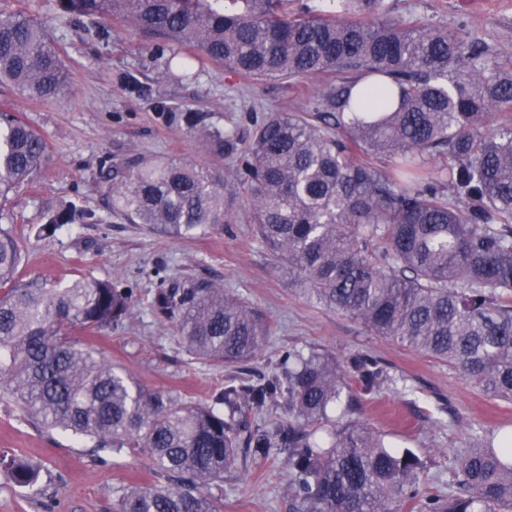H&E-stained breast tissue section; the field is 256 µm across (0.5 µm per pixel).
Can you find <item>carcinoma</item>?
Returning <instances> with one entry per match:
<instances>
[{
	"label": "carcinoma",
	"instance_id": "obj_1",
	"mask_svg": "<svg viewBox=\"0 0 512 512\" xmlns=\"http://www.w3.org/2000/svg\"><path fill=\"white\" fill-rule=\"evenodd\" d=\"M72 17H117L159 40L153 53L178 80L220 65L240 77L319 78L302 112L272 111L247 140L188 118L209 150L236 162L223 182L191 164L137 160L102 181L131 224L182 237L214 230L242 197L257 235L317 303L456 369L480 392L512 402V67L466 26L393 17L382 0H327L288 14V0H58ZM70 83L48 31L22 11L0 14V86L39 100ZM28 123L0 112V219L46 162ZM393 163L382 166L376 155ZM87 214L69 203L38 231ZM13 227L0 225V388L44 426L115 453H145L155 483L129 486L117 512H218L208 492L247 461L284 455L292 512H512V438L472 428L453 448L448 497L426 495L421 461L373 429L321 425L345 395L372 393L380 372L360 359L292 350L256 383L227 382L214 402L187 405L136 388L73 343L129 314L109 280L63 288L24 282ZM151 309L176 322L200 360L256 358L269 334L255 313L209 281L156 292ZM284 402L288 420L252 416ZM0 475L38 484L41 467L0 454Z\"/></svg>",
	"mask_w": 512,
	"mask_h": 512
}]
</instances>
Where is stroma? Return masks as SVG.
Instances as JSON below:
<instances>
[{
	"mask_svg": "<svg viewBox=\"0 0 512 512\" xmlns=\"http://www.w3.org/2000/svg\"><path fill=\"white\" fill-rule=\"evenodd\" d=\"M0 8L37 18L71 69L68 88L55 100L0 87V110L25 119L49 145L34 186L19 188L10 203L26 253L23 277L49 288L103 279L133 291L129 317L99 333L75 332L79 347L105 357L137 385L192 404L209 402L225 382L258 381L291 349L367 359L381 373L380 388L354 400L345 418L381 432L392 448L416 453L425 464L421 483L433 494H447L451 451L468 445L472 427L512 430V404L486 398L447 364L370 335L296 290L287 267L257 237L241 199L229 201L232 218L223 229L183 238L151 232L113 212L102 181L110 167L128 160L192 162L221 177L234 169L190 131L185 113H204L207 124L235 128L244 137L268 112L307 109L317 80L254 83L213 65L177 82L152 54L151 38L132 28L115 22L105 37L100 19L59 21L58 0H0ZM383 8L393 16L465 24L498 60L512 61V0H383ZM69 201L86 210L88 220L36 237L34 227ZM200 279L222 286L268 322L257 358L237 365L192 358L175 323L151 311L158 288ZM0 450L30 457L43 471L42 481L27 488L0 477V512H114L119 490L155 480L146 455L75 441L41 426L3 394ZM248 471L245 478L225 474L223 484L212 487L219 512H289L284 458L256 461Z\"/></svg>",
	"mask_w": 512,
	"mask_h": 512,
	"instance_id": "35a3bbf8",
	"label": "stroma"
}]
</instances>
